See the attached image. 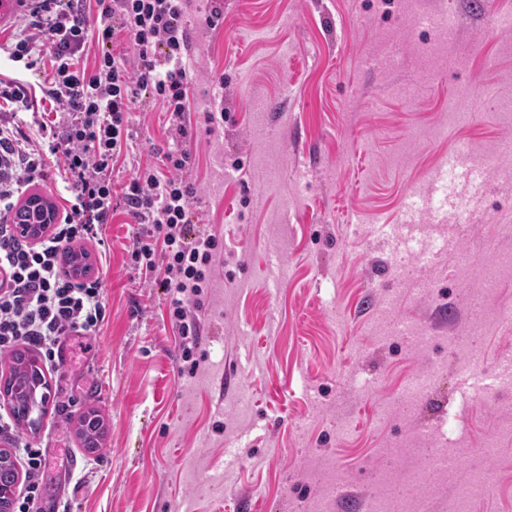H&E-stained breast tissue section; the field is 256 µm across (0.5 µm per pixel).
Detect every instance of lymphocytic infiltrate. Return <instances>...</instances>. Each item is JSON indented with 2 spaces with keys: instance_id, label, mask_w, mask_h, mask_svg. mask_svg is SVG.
Returning <instances> with one entry per match:
<instances>
[{
  "instance_id": "obj_1",
  "label": "lymphocytic infiltrate",
  "mask_w": 512,
  "mask_h": 512,
  "mask_svg": "<svg viewBox=\"0 0 512 512\" xmlns=\"http://www.w3.org/2000/svg\"><path fill=\"white\" fill-rule=\"evenodd\" d=\"M189 7L190 0H36L14 41L0 44L1 58L47 71L36 83L0 72V103L50 105L33 131L0 120V354L30 344L51 360L67 337L96 334L104 320L102 279L74 278L62 261L72 243L97 234L120 210L146 227L132 261L170 288V319L182 338L197 335L191 306L211 283L220 242L191 232L198 189L187 175L190 149L169 151L165 169H138L122 188L112 183L140 91L159 103L169 130L186 133L192 79L182 20ZM121 42L127 53L116 52ZM92 44L98 52L88 64L83 56ZM51 159L60 167L66 204L50 234L33 244L18 236L10 214ZM21 448L29 480L13 512H39L45 457L30 442Z\"/></svg>"
}]
</instances>
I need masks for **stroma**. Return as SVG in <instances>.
<instances>
[{
	"mask_svg": "<svg viewBox=\"0 0 512 512\" xmlns=\"http://www.w3.org/2000/svg\"><path fill=\"white\" fill-rule=\"evenodd\" d=\"M421 2L453 16L452 40L394 0H194L184 21L193 220L223 240L192 308L202 369L182 356L170 292L130 259L142 225L116 215L102 230L106 253L81 243L103 280L100 330L71 337L45 368L37 425L0 434V448L20 437L45 455L41 512H312L323 473L339 488L334 512H367L378 497L387 512H412L389 488L415 470L417 495L446 512L493 434L500 454L484 468L496 487L469 508L512 512V389L475 400L451 341L476 325L488 373L512 356V322L497 316L512 308V266L499 264L512 253V187L486 179L467 222L452 208L433 225L472 255L468 268L387 244L408 191L444 155L462 147L482 158L512 139V111L499 103L512 98V28L482 0ZM462 89L473 112L458 125L448 101ZM210 110L223 125H205ZM172 146L159 104L140 94L115 186ZM430 370L429 397L395 409ZM89 409L107 425L93 456L76 433ZM415 438L457 448L454 472L425 475Z\"/></svg>",
	"mask_w": 512,
	"mask_h": 512,
	"instance_id": "stroma-1",
	"label": "stroma"
}]
</instances>
